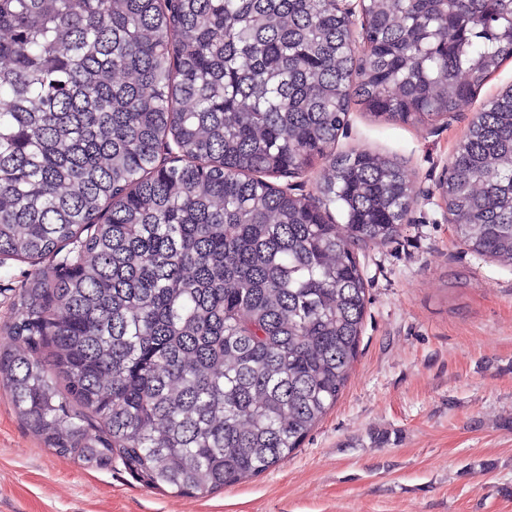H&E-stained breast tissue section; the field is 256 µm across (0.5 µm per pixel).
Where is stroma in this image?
<instances>
[{
	"instance_id": "1",
	"label": "stroma",
	"mask_w": 512,
	"mask_h": 512,
	"mask_svg": "<svg viewBox=\"0 0 512 512\" xmlns=\"http://www.w3.org/2000/svg\"><path fill=\"white\" fill-rule=\"evenodd\" d=\"M507 60L446 120L353 108L337 151L398 160L417 202L400 235L360 250L359 357L336 406L287 459L214 493L142 486L44 447L0 389V512H512V269L457 239L437 186Z\"/></svg>"
}]
</instances>
